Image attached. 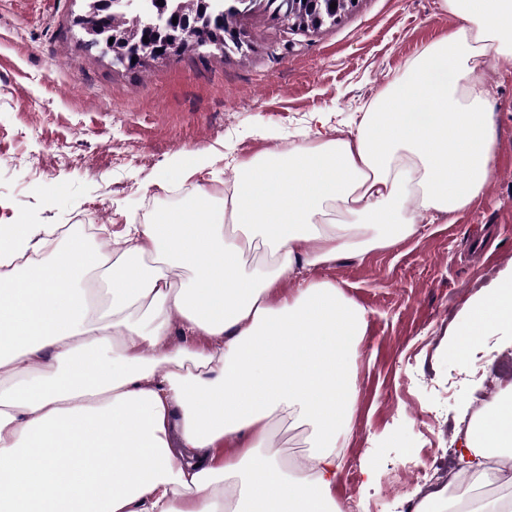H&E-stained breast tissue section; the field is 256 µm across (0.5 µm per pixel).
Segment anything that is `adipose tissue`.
<instances>
[{"label": "adipose tissue", "mask_w": 512, "mask_h": 512, "mask_svg": "<svg viewBox=\"0 0 512 512\" xmlns=\"http://www.w3.org/2000/svg\"><path fill=\"white\" fill-rule=\"evenodd\" d=\"M442 7L458 27L356 132L237 161L232 190L196 186L93 244L0 225V512H344L336 448L368 313L315 272L454 223L496 159L483 75L512 67V0ZM499 332L512 333V269L464 306L456 355ZM282 420L307 428V455L272 452ZM464 446L481 480L490 457L512 461V390ZM415 512H512V494L432 491Z\"/></svg>", "instance_id": "adipose-tissue-1"}]
</instances>
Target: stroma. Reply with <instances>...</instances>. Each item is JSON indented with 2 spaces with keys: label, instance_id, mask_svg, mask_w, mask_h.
<instances>
[{
  "label": "stroma",
  "instance_id": "35a3bbf8",
  "mask_svg": "<svg viewBox=\"0 0 512 512\" xmlns=\"http://www.w3.org/2000/svg\"><path fill=\"white\" fill-rule=\"evenodd\" d=\"M87 0H0V225L26 218L117 230L182 202L160 175L188 152L190 179L232 181L233 160L356 130L369 103L458 21L440 0H358L334 24L298 28L260 9L237 19L242 53L186 50L135 68L88 49ZM498 155L484 195L451 224L317 270L368 312L358 399L340 442L336 496L346 512H410L412 462L459 454L485 404L512 387L498 361L512 336L458 359L463 306L512 269V69L489 68ZM189 183V184H190Z\"/></svg>",
  "mask_w": 512,
  "mask_h": 512
}]
</instances>
